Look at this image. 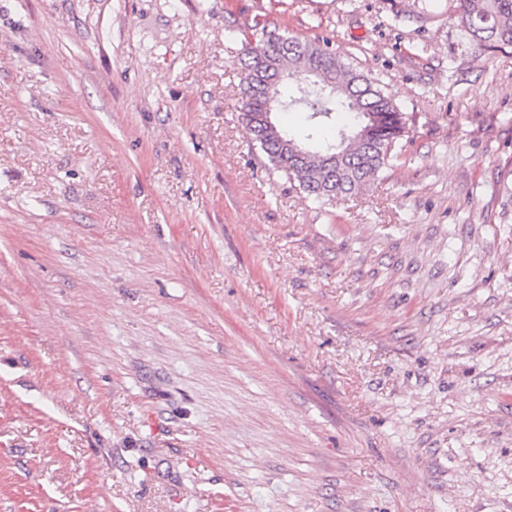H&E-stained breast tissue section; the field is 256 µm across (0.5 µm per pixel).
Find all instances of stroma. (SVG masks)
I'll use <instances>...</instances> for the list:
<instances>
[{
  "label": "stroma",
  "instance_id": "obj_1",
  "mask_svg": "<svg viewBox=\"0 0 512 512\" xmlns=\"http://www.w3.org/2000/svg\"><path fill=\"white\" fill-rule=\"evenodd\" d=\"M459 0H0V512H512V48ZM407 118L315 202L258 26Z\"/></svg>",
  "mask_w": 512,
  "mask_h": 512
}]
</instances>
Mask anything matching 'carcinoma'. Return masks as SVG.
Here are the masks:
<instances>
[{
    "label": "carcinoma",
    "mask_w": 512,
    "mask_h": 512,
    "mask_svg": "<svg viewBox=\"0 0 512 512\" xmlns=\"http://www.w3.org/2000/svg\"><path fill=\"white\" fill-rule=\"evenodd\" d=\"M458 26L485 51L512 47V0H460ZM242 119L274 169L320 201L366 187L393 158L406 117L368 76L346 64L327 43L262 31L244 66ZM301 105L306 134L264 118L268 109ZM346 114L335 139L321 128Z\"/></svg>",
    "instance_id": "1"
}]
</instances>
